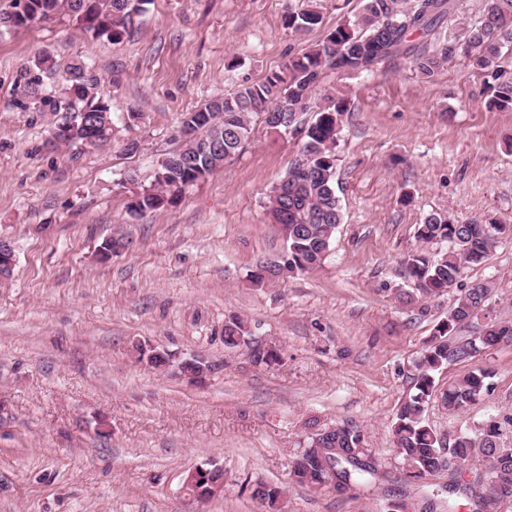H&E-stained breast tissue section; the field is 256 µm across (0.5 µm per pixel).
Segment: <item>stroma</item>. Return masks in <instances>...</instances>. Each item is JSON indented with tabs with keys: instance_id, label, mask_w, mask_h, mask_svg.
Here are the masks:
<instances>
[{
	"instance_id": "1",
	"label": "stroma",
	"mask_w": 512,
	"mask_h": 512,
	"mask_svg": "<svg viewBox=\"0 0 512 512\" xmlns=\"http://www.w3.org/2000/svg\"><path fill=\"white\" fill-rule=\"evenodd\" d=\"M362 6L320 0V24L296 33L284 19L302 0H150L115 43L63 13L0 35V240L17 258L0 283V512H266L248 489L257 481L282 488L281 512H387L392 501L424 512L430 487L404 482L392 443L416 363L474 282L491 287L489 316L512 321V237L441 296L408 300L402 271L430 212L512 225V111L486 108L483 73L459 53L428 80L403 58L325 77L311 108L348 104L335 148L343 222L311 272L252 282L283 253L269 198L301 146L261 122L163 210H129L178 148L181 113L279 70ZM43 53L60 73L92 60L112 104L110 144L49 149L55 114L16 108ZM130 111L137 126L124 123ZM117 228L129 248L99 263ZM233 318L277 360L225 347ZM140 346L201 355L212 370L196 385L140 362ZM478 367L493 373L490 393L454 414L432 397L437 432L512 416V342L435 379ZM337 421L363 430L384 479L344 494L289 484L307 435ZM212 465L224 469L223 496L192 501L187 474Z\"/></svg>"
}]
</instances>
